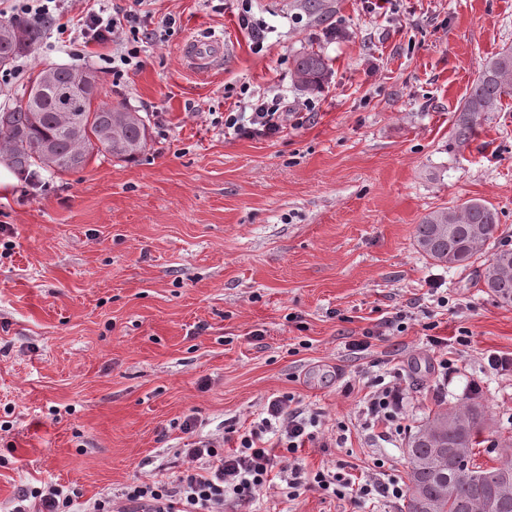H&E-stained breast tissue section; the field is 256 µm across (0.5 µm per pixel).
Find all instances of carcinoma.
I'll list each match as a JSON object with an SVG mask.
<instances>
[{"mask_svg": "<svg viewBox=\"0 0 512 512\" xmlns=\"http://www.w3.org/2000/svg\"><path fill=\"white\" fill-rule=\"evenodd\" d=\"M14 31L10 41H0V58L13 62L41 39L42 27L26 21L0 20ZM323 53L308 50L295 61L294 81L315 91L328 80ZM512 98V47L489 60L473 82L454 127L459 145L472 137L479 119ZM148 124L140 113L126 107L94 104L73 91L71 68L52 66L33 76L11 107L0 111V154L14 168L38 167L63 174L83 167L89 155L105 151L132 160L148 144ZM49 142L68 164L52 165L39 152ZM497 210L482 199H469L453 207L427 213L416 225L415 242L428 258L450 267L465 268L494 243L499 229ZM487 292L504 306L512 305V248H496L482 271ZM486 407L475 399L439 409L409 438L407 444L408 495L406 509L419 490L436 501V512H487L482 492L512 480V461L496 467L472 466L467 473H448V461L436 449L472 450L486 422Z\"/></svg>", "mask_w": 512, "mask_h": 512, "instance_id": "cac0c4a2", "label": "carcinoma"}]
</instances>
